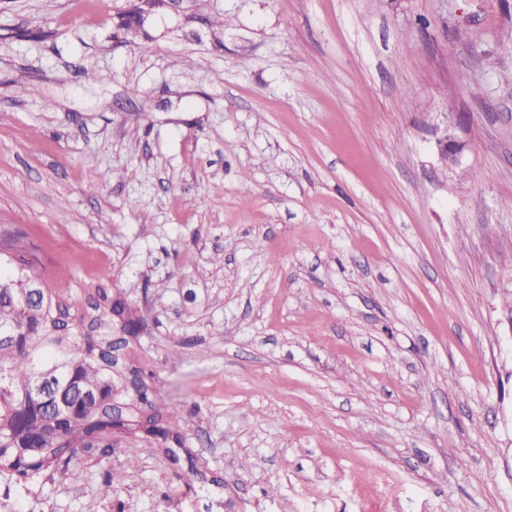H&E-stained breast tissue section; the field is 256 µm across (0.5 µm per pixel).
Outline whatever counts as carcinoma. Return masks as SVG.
<instances>
[{"label": "carcinoma", "instance_id": "carcinoma-1", "mask_svg": "<svg viewBox=\"0 0 512 512\" xmlns=\"http://www.w3.org/2000/svg\"><path fill=\"white\" fill-rule=\"evenodd\" d=\"M21 237L0 235L15 266L10 273L0 271V328L24 337L20 344L0 343V475L26 483L35 478L77 483L82 449L111 448L137 434L165 448L171 463H180L184 438L178 411L160 414L144 379L131 392L129 381L142 371L127 369L113 347L112 314L130 313L129 304L120 292L101 285L88 294L87 314L64 291L44 288L39 300H27L25 288L35 276L27 272ZM38 371L48 387L34 394L30 386ZM70 379L100 398L60 419L59 391ZM115 402L129 405L116 419Z\"/></svg>", "mask_w": 512, "mask_h": 512}]
</instances>
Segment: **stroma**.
Masks as SVG:
<instances>
[{"mask_svg":"<svg viewBox=\"0 0 512 512\" xmlns=\"http://www.w3.org/2000/svg\"><path fill=\"white\" fill-rule=\"evenodd\" d=\"M1 224L148 307L224 480L94 449L14 512H512V0H0ZM443 126L435 129V144L438 155L445 166H454L459 163L466 143L455 134V129L462 124L461 116L456 117L448 124V116H445Z\"/></svg>","mask_w":512,"mask_h":512,"instance_id":"1","label":"stroma"}]
</instances>
